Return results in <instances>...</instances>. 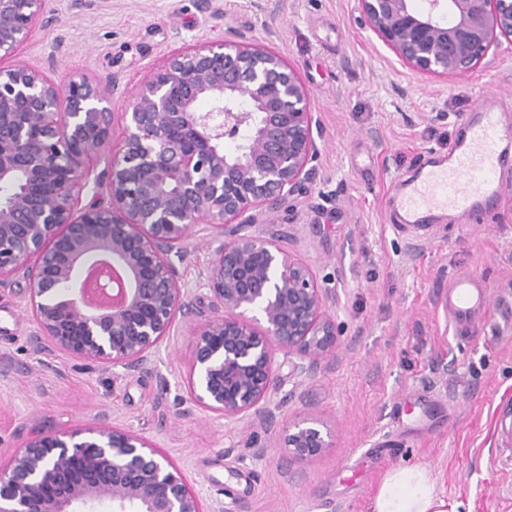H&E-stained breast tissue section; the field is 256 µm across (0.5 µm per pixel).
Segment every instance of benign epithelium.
Wrapping results in <instances>:
<instances>
[{"label":"benign epithelium","mask_w":512,"mask_h":512,"mask_svg":"<svg viewBox=\"0 0 512 512\" xmlns=\"http://www.w3.org/2000/svg\"><path fill=\"white\" fill-rule=\"evenodd\" d=\"M359 25L416 72L457 78L503 43L512 0H357ZM44 0H0V59L15 55ZM228 37L174 53L150 72L110 149L117 80L64 82L0 69V283L22 276L55 349L137 369L159 355L190 298L174 259L201 223L215 244L187 379L194 406L229 423L260 418L292 376L334 356L336 293L281 236L250 232L316 181L310 93L241 20ZM105 168L97 170L103 157ZM91 194L83 202V193ZM315 416L288 426L306 459L330 447ZM201 512L198 494L155 443L99 424L50 431L0 459V512Z\"/></svg>","instance_id":"7a95c632"}]
</instances>
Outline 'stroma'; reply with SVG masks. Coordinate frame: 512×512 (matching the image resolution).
Returning <instances> with one entry per match:
<instances>
[{
	"mask_svg": "<svg viewBox=\"0 0 512 512\" xmlns=\"http://www.w3.org/2000/svg\"><path fill=\"white\" fill-rule=\"evenodd\" d=\"M251 17L255 38L293 65L319 120V177L263 229L334 289L339 348L302 382L281 365L267 421L225 424L193 407V328L212 314L208 232L194 228L178 268L192 301L139 370L90 363L40 339L25 281L0 284V455L33 435L102 422L154 441L205 512H368L392 468L420 464L460 512H512V329L455 333L438 303L468 272L512 295V170L484 223L454 211L416 228L395 220L401 184L447 155L481 94L510 102L512 47L448 80L404 66L357 22L356 0H45L14 58L56 81L116 79L112 145L149 70L224 38ZM311 413L333 445L299 460L287 427Z\"/></svg>",
	"mask_w": 512,
	"mask_h": 512,
	"instance_id": "stroma-1",
	"label": "stroma"
}]
</instances>
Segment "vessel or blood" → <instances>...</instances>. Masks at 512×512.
<instances>
[{
  "mask_svg": "<svg viewBox=\"0 0 512 512\" xmlns=\"http://www.w3.org/2000/svg\"><path fill=\"white\" fill-rule=\"evenodd\" d=\"M465 129V137L455 143L447 162L422 173L400 197L404 223L421 224L427 213L448 208L475 223L481 204L498 200L500 174L507 164L501 145L512 139V126L504 124L489 95L478 103ZM491 303L492 292L478 276L461 273L449 279L443 307L455 331H466L481 317L486 335H498V322L485 317Z\"/></svg>",
  "mask_w": 512,
  "mask_h": 512,
  "instance_id": "vessel-or-blood-1",
  "label": "vessel or blood"
}]
</instances>
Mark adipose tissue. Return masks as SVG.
<instances>
[{
	"instance_id": "ef3b65f1",
	"label": "adipose tissue",
	"mask_w": 512,
	"mask_h": 512,
	"mask_svg": "<svg viewBox=\"0 0 512 512\" xmlns=\"http://www.w3.org/2000/svg\"><path fill=\"white\" fill-rule=\"evenodd\" d=\"M460 504L441 496L431 471L422 465L390 470L368 512H459Z\"/></svg>"
}]
</instances>
